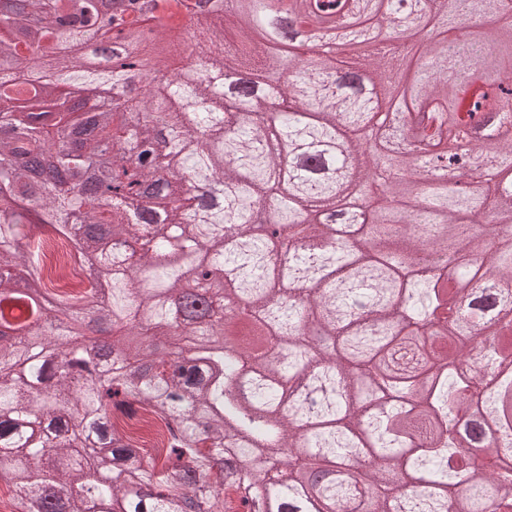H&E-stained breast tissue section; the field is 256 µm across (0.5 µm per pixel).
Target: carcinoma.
<instances>
[{"instance_id":"obj_1","label":"carcinoma","mask_w":512,"mask_h":512,"mask_svg":"<svg viewBox=\"0 0 512 512\" xmlns=\"http://www.w3.org/2000/svg\"><path fill=\"white\" fill-rule=\"evenodd\" d=\"M163 29L98 0H26L0 18V484L39 512H512V0H414L406 24L461 42L361 43L399 0H233L187 35L174 0ZM355 27L339 55L366 67L297 62L272 26ZM124 28L139 53L188 63L151 72L91 69L74 35ZM26 60L32 93L5 73ZM231 73L282 98L268 118ZM115 91L89 114L66 91ZM375 112H399L383 132ZM502 129L486 168L430 182L415 141L441 161L488 120ZM298 145L289 176L268 123ZM122 143L158 190L149 209L80 194L88 168ZM49 154L63 179L44 192L24 158ZM221 192L181 195L185 176ZM297 246L280 259L262 230ZM241 228L239 238L226 229ZM88 264L58 294L72 254ZM97 303L112 359L70 326ZM487 413L497 464L455 465L473 444L461 408ZM93 449V454L79 452ZM326 476L317 490L309 479Z\"/></svg>"}]
</instances>
